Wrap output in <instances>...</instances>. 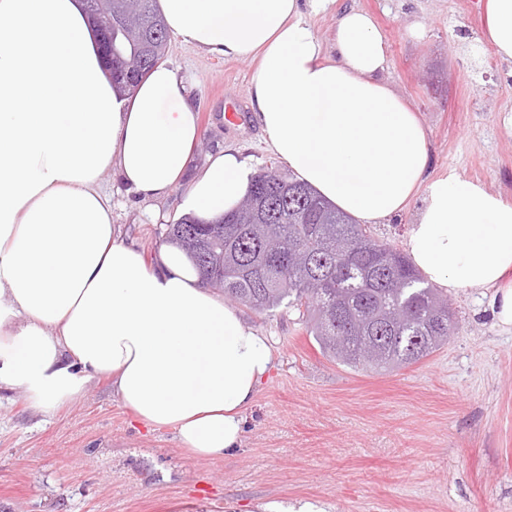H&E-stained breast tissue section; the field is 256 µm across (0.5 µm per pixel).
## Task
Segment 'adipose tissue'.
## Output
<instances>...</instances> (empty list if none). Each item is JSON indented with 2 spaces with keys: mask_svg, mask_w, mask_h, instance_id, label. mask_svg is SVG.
Wrapping results in <instances>:
<instances>
[{
  "mask_svg": "<svg viewBox=\"0 0 512 512\" xmlns=\"http://www.w3.org/2000/svg\"><path fill=\"white\" fill-rule=\"evenodd\" d=\"M335 0H157L169 30L224 59H251L249 95L266 144L294 176L343 212L377 224L420 201L404 241L413 265L450 291L490 288L512 328V200L447 171L426 178L425 130L381 78L385 39L370 14L336 19L326 56L310 16ZM486 36L512 60V0H486ZM197 106L158 64L118 95L81 0H0V389L51 411L105 377L183 451L238 448L244 414L275 352L240 310L201 284L168 243L127 245L102 187L210 221L235 210L253 168L233 147L190 170Z\"/></svg>",
  "mask_w": 512,
  "mask_h": 512,
  "instance_id": "1",
  "label": "adipose tissue"
}]
</instances>
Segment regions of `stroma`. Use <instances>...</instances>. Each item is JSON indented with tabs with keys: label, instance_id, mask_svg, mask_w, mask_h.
Here are the masks:
<instances>
[{
	"label": "stroma",
	"instance_id": "1",
	"mask_svg": "<svg viewBox=\"0 0 512 512\" xmlns=\"http://www.w3.org/2000/svg\"><path fill=\"white\" fill-rule=\"evenodd\" d=\"M349 8L372 14L385 37L384 77L425 128L427 177L452 169L512 200V63L487 40L479 0H336L310 20L324 46ZM164 61L195 87L193 168L224 145L253 169L277 164L251 108L250 60L173 37ZM103 185L122 240L155 253L180 192L143 202L109 172ZM489 298L449 293L448 345L381 372L322 355L296 312L243 309L276 358L241 445L218 460L141 424L104 380L50 413L1 390L0 512H258L299 501L322 512H512V330L496 325Z\"/></svg>",
	"mask_w": 512,
	"mask_h": 512
}]
</instances>
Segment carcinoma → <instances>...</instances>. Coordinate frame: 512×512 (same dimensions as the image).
Wrapping results in <instances>:
<instances>
[{
    "instance_id": "1",
    "label": "carcinoma",
    "mask_w": 512,
    "mask_h": 512,
    "mask_svg": "<svg viewBox=\"0 0 512 512\" xmlns=\"http://www.w3.org/2000/svg\"><path fill=\"white\" fill-rule=\"evenodd\" d=\"M85 3L111 43L112 80L132 87L167 49L155 0ZM166 241L191 255L206 287L256 314L298 311L320 352L349 367H406L454 332L447 297L403 253L272 166L254 175L234 212L209 224L182 218L167 225Z\"/></svg>"
}]
</instances>
